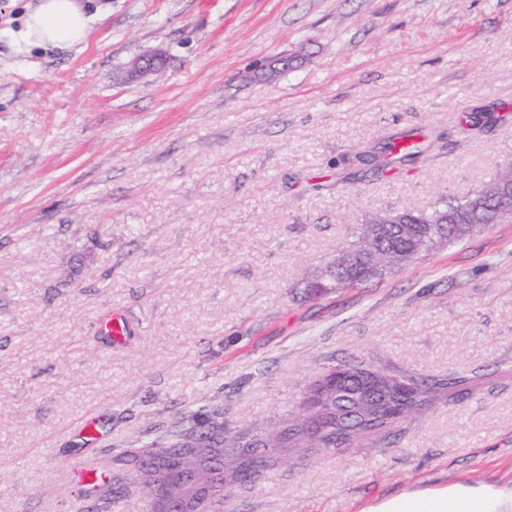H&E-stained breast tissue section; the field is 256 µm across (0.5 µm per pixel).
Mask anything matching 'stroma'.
<instances>
[{
	"instance_id": "stroma-1",
	"label": "stroma",
	"mask_w": 512,
	"mask_h": 512,
	"mask_svg": "<svg viewBox=\"0 0 512 512\" xmlns=\"http://www.w3.org/2000/svg\"><path fill=\"white\" fill-rule=\"evenodd\" d=\"M85 44H0V512H100L71 480L220 408L263 431L328 367L441 400L361 446L294 452L224 512H362L512 486V219L319 300L366 215L512 164V0H103ZM305 49L297 69L261 62ZM159 52V74L132 60ZM416 144L387 177L364 148ZM130 334L99 331L112 312ZM401 378L405 381H407L409 384H414L419 386L420 389V397L419 402L422 400H425V403H420V405L413 411V413L419 412L423 407L424 404L431 401L432 398V392L428 389L437 387L441 390L443 395L448 396V398H454L461 393H463L464 390H466L465 385L467 384V380L464 378H452L448 379L447 381L442 382H436L432 386H426L418 381H416L413 377L408 375H400ZM421 407V408H420ZM412 413V414H413Z\"/></svg>"
}]
</instances>
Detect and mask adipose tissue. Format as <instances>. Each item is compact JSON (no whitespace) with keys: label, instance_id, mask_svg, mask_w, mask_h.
I'll return each mask as SVG.
<instances>
[{"label":"adipose tissue","instance_id":"obj_1","mask_svg":"<svg viewBox=\"0 0 512 512\" xmlns=\"http://www.w3.org/2000/svg\"><path fill=\"white\" fill-rule=\"evenodd\" d=\"M95 13L83 0H37L6 32L13 54L36 48L66 52L83 44ZM365 512H512V489L451 485L404 491L369 506Z\"/></svg>","mask_w":512,"mask_h":512}]
</instances>
